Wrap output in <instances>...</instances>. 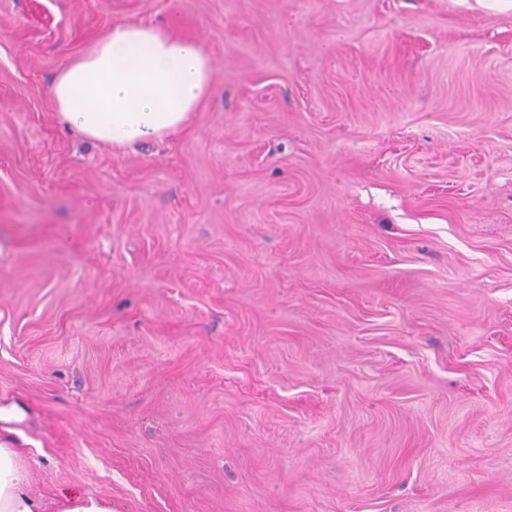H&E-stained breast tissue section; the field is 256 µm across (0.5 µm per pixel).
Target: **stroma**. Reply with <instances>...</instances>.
<instances>
[{
	"mask_svg": "<svg viewBox=\"0 0 512 512\" xmlns=\"http://www.w3.org/2000/svg\"><path fill=\"white\" fill-rule=\"evenodd\" d=\"M178 16L117 153L51 83ZM0 436L121 512H512V7L0 0ZM214 83L210 57L173 17L112 25L62 70L52 96L65 125L126 152L183 129Z\"/></svg>",
	"mask_w": 512,
	"mask_h": 512,
	"instance_id": "1",
	"label": "stroma"
}]
</instances>
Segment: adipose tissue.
<instances>
[{
    "mask_svg": "<svg viewBox=\"0 0 512 512\" xmlns=\"http://www.w3.org/2000/svg\"><path fill=\"white\" fill-rule=\"evenodd\" d=\"M215 72L208 54L163 24H114L62 70L52 87L60 120L117 152L165 141L208 98ZM20 449L0 440V512H46L31 494Z\"/></svg>",
    "mask_w": 512,
    "mask_h": 512,
    "instance_id": "adipose-tissue-1",
    "label": "adipose tissue"
}]
</instances>
